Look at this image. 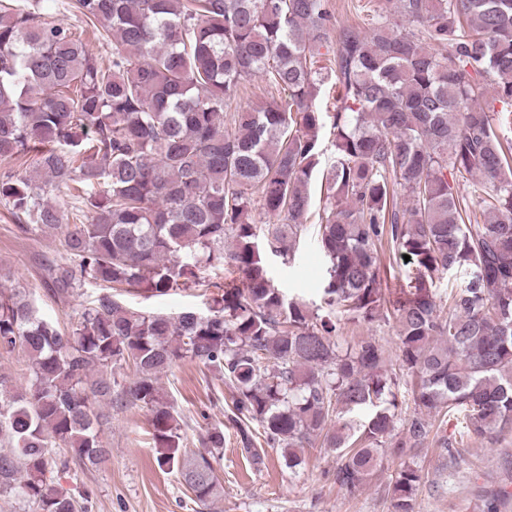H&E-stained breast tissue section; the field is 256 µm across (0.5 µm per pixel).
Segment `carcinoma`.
I'll return each mask as SVG.
<instances>
[{
	"label": "carcinoma",
	"mask_w": 512,
	"mask_h": 512,
	"mask_svg": "<svg viewBox=\"0 0 512 512\" xmlns=\"http://www.w3.org/2000/svg\"><path fill=\"white\" fill-rule=\"evenodd\" d=\"M73 8L112 35L108 65L77 30L42 18L41 0H0V202L17 233L61 234L66 260L46 263L53 295L93 283L162 294L206 266L235 268L242 285L224 284L207 315L136 310L102 293L68 332L26 289H0V354L22 353L29 379L13 391L0 377V497L32 512H88L90 490L57 476L107 460L101 402L125 365L135 379L117 396L147 409L158 464L202 506L220 487L212 458L224 429L182 451L159 380L185 358L234 391L230 420L255 469L265 450L253 424L284 449L290 472L302 449H336L333 479L349 496L382 454L423 447L450 418L447 448L512 434V139L474 78L493 73L495 100L512 106V0H396L394 12L335 32L326 0ZM257 74L286 97L226 112ZM328 82L333 112L316 105ZM327 126L319 314L273 286L263 251L286 255L299 242ZM470 176L480 178L478 211L457 190ZM48 187L81 208L66 215ZM257 205L283 222L256 223ZM385 241L415 266L414 284L393 299L382 288ZM453 271L462 279L445 311L433 278ZM339 312L395 322L399 370L372 336L336 344ZM408 379L410 412L398 401ZM423 477L402 466L391 512H414Z\"/></svg>",
	"instance_id": "cac0c4a2"
}]
</instances>
